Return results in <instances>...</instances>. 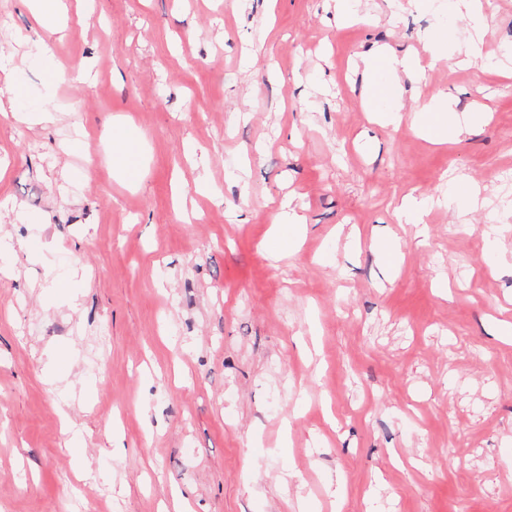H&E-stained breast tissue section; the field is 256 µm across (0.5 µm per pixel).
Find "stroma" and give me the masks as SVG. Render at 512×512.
I'll use <instances>...</instances> for the list:
<instances>
[{"mask_svg":"<svg viewBox=\"0 0 512 512\" xmlns=\"http://www.w3.org/2000/svg\"><path fill=\"white\" fill-rule=\"evenodd\" d=\"M65 4L0 0V512H512V0ZM414 112H419L422 117H426L428 119L427 128L433 134L434 138L438 142L443 141L442 134L433 133L432 125L433 120H437L440 115H450L453 112L452 102L448 99V96H442L437 99H433L427 103L422 104L417 110ZM448 112V113H447ZM118 161L123 167L128 179L134 181L138 177L137 149L132 142L118 138L115 142Z\"/></svg>","mask_w":512,"mask_h":512,"instance_id":"1","label":"stroma"}]
</instances>
